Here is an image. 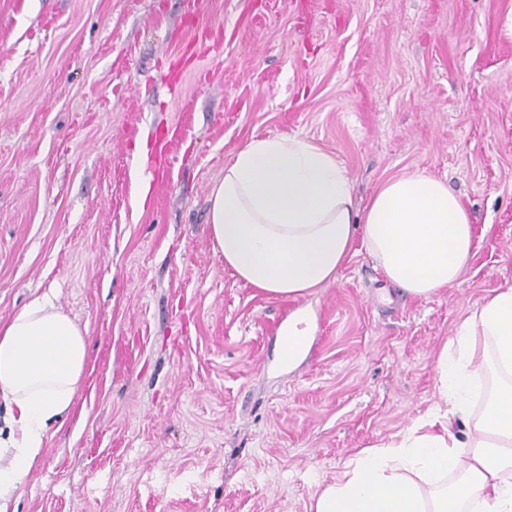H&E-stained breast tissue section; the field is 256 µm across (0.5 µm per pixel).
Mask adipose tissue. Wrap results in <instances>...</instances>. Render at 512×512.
<instances>
[{"label": "adipose tissue", "instance_id": "ef3b65f1", "mask_svg": "<svg viewBox=\"0 0 512 512\" xmlns=\"http://www.w3.org/2000/svg\"><path fill=\"white\" fill-rule=\"evenodd\" d=\"M213 246L225 268L273 297L298 299L333 281L354 239L386 279L427 297L459 277L473 249L468 211L423 173L383 182L355 209L335 157L298 137L254 138L208 197ZM500 378L482 419L459 439L455 420L485 378L477 337ZM81 329L49 294L0 327V399L11 435L0 445V512L37 464L50 422L69 417L87 365ZM441 406L395 440L362 449L313 499L310 512H512V286L493 291L458 326L436 362Z\"/></svg>", "mask_w": 512, "mask_h": 512}]
</instances>
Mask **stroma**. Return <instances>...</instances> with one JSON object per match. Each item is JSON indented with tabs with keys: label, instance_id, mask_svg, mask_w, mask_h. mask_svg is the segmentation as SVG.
I'll return each instance as SVG.
<instances>
[{
	"label": "stroma",
	"instance_id": "obj_1",
	"mask_svg": "<svg viewBox=\"0 0 512 512\" xmlns=\"http://www.w3.org/2000/svg\"><path fill=\"white\" fill-rule=\"evenodd\" d=\"M265 136L333 155L359 208L444 180L474 226L458 281L401 293L359 241L306 299L238 280L208 195ZM506 286L512 0H0V325L47 293L88 345L83 421L10 512H308L438 402L437 355ZM305 323L303 316H295L288 324V340L283 342L281 348V359L283 363H287L288 367L294 365L299 358L305 353L308 346L310 336L309 326L299 327Z\"/></svg>",
	"mask_w": 512,
	"mask_h": 512
}]
</instances>
